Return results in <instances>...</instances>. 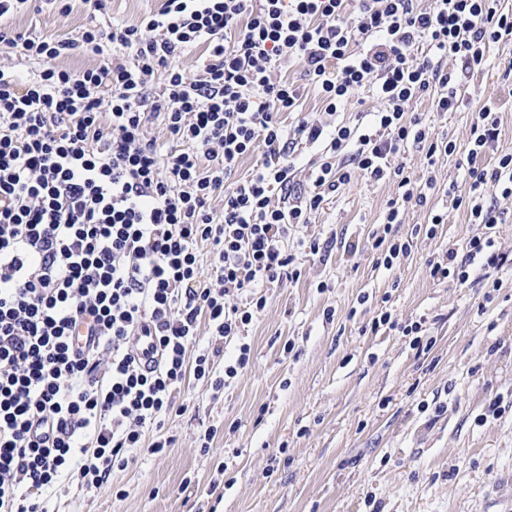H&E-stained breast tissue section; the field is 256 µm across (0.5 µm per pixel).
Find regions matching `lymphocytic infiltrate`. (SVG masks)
<instances>
[{
	"label": "lymphocytic infiltrate",
	"mask_w": 512,
	"mask_h": 512,
	"mask_svg": "<svg viewBox=\"0 0 512 512\" xmlns=\"http://www.w3.org/2000/svg\"><path fill=\"white\" fill-rule=\"evenodd\" d=\"M511 39L512 13L499 0H162L138 21L88 26L74 40L0 27V43L41 66L24 82L0 66V512H50L63 476L94 492L138 449L169 447L164 428L188 379L229 387L250 364L240 337L266 306L259 288L299 279L293 228L355 167L374 182L394 177L400 201L425 202L398 161L402 148L420 144L432 163L456 145L408 117L411 102L460 110L491 44ZM196 47L206 56L191 77L175 59ZM76 48L112 62L56 66ZM292 63L322 119L300 116L298 87L272 79ZM158 72L164 88L154 96ZM368 85L382 103L372 119L337 122ZM507 106L512 95L479 108L465 154L471 194L452 201L489 229L498 196H512V154L482 162ZM293 113L285 131L281 118ZM152 116L180 150L145 137ZM301 142L324 150L303 190L294 186ZM251 154L254 168L238 177ZM218 195L219 212L210 207ZM398 203L372 242L388 269L413 247L394 230ZM493 245L471 238L465 254L430 261L429 275L467 282L465 266L481 253L500 268L507 258ZM203 323L219 338L205 349ZM233 341L234 361L216 372Z\"/></svg>",
	"instance_id": "lymphocytic-infiltrate-1"
}]
</instances>
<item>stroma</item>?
<instances>
[{
	"instance_id": "1",
	"label": "stroma",
	"mask_w": 512,
	"mask_h": 512,
	"mask_svg": "<svg viewBox=\"0 0 512 512\" xmlns=\"http://www.w3.org/2000/svg\"><path fill=\"white\" fill-rule=\"evenodd\" d=\"M160 0H107L95 10L28 8L11 29L74 38L89 25L134 22ZM512 90V40L493 44L483 74L458 112L409 107L458 154L427 170L414 145L401 154L419 181L434 178L426 203L401 209L400 236L443 214L435 236L415 237L397 267L377 265L371 234L397 186L353 172L292 239L319 238V254L298 252L299 281L265 289L267 305L244 331L252 362L223 392L190 380L186 413L166 424L172 443L115 472L106 488L70 486L52 512H512V265L467 267L466 283L430 278L425 261L490 233L512 256V196L499 198L492 230L453 209L470 178L460 152L475 114ZM357 243L349 254V243ZM333 317H326V309ZM421 323L430 350L368 324L381 311ZM293 343L284 352L285 343ZM218 432L209 451L199 437Z\"/></svg>"
}]
</instances>
